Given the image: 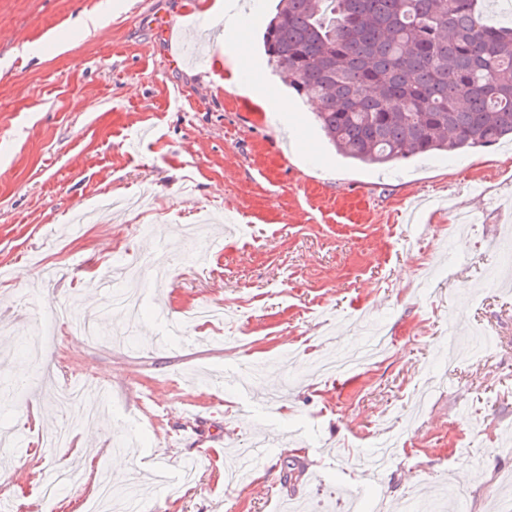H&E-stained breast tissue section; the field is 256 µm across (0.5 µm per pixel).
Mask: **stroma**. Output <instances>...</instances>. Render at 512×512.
Wrapping results in <instances>:
<instances>
[{
    "label": "stroma",
    "instance_id": "1",
    "mask_svg": "<svg viewBox=\"0 0 512 512\" xmlns=\"http://www.w3.org/2000/svg\"><path fill=\"white\" fill-rule=\"evenodd\" d=\"M228 2L250 25L228 32L215 0H0V436L34 448L5 453L0 502L27 512L54 467L71 476L56 512H85L118 449L127 480L171 470L148 488L160 512H279L293 497L322 512L360 485L372 512L425 497L439 512L451 480L470 512H500L512 290L494 279L512 143L353 163L266 67L278 0ZM113 194L131 202L118 224ZM160 239L166 288L132 282L151 335L50 333L72 294L79 315L98 311L102 274ZM359 322L393 337L380 364L317 376L309 353L355 346ZM207 370L250 390L208 384ZM89 376L109 406L71 446L51 445L77 410L52 403L50 385ZM186 420L192 445L173 436ZM264 436L275 447L258 479L229 484L227 461Z\"/></svg>",
    "mask_w": 512,
    "mask_h": 512
}]
</instances>
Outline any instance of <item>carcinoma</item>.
I'll use <instances>...</instances> for the list:
<instances>
[{"mask_svg":"<svg viewBox=\"0 0 512 512\" xmlns=\"http://www.w3.org/2000/svg\"><path fill=\"white\" fill-rule=\"evenodd\" d=\"M266 64L343 157L384 166L512 137V27L478 0H279Z\"/></svg>","mask_w":512,"mask_h":512,"instance_id":"cac0c4a2","label":"carcinoma"}]
</instances>
